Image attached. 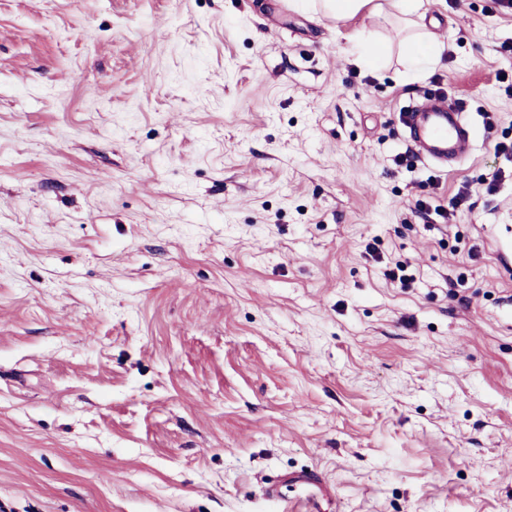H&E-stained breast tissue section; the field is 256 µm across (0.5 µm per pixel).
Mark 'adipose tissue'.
<instances>
[{"label": "adipose tissue", "mask_w": 512, "mask_h": 512, "mask_svg": "<svg viewBox=\"0 0 512 512\" xmlns=\"http://www.w3.org/2000/svg\"><path fill=\"white\" fill-rule=\"evenodd\" d=\"M301 6L312 13H323L339 21L356 17L399 16L414 31L413 36L404 41L403 61L415 69L426 63L437 64L441 61V46L424 39V0H302Z\"/></svg>", "instance_id": "1"}]
</instances>
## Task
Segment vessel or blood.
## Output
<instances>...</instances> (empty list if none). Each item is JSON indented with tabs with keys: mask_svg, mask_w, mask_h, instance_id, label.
<instances>
[{
	"mask_svg": "<svg viewBox=\"0 0 512 512\" xmlns=\"http://www.w3.org/2000/svg\"><path fill=\"white\" fill-rule=\"evenodd\" d=\"M463 115L458 103L436 91L406 106L402 121L413 152L442 166L465 156L471 136Z\"/></svg>",
	"mask_w": 512,
	"mask_h": 512,
	"instance_id": "1",
	"label": "vessel or blood"
}]
</instances>
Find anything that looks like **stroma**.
Instances as JSON below:
<instances>
[{"label": "stroma", "mask_w": 512, "mask_h": 512, "mask_svg": "<svg viewBox=\"0 0 512 512\" xmlns=\"http://www.w3.org/2000/svg\"><path fill=\"white\" fill-rule=\"evenodd\" d=\"M394 27L0 0V512H512V14ZM437 88L469 153L397 164ZM354 43L360 63L374 66L377 62V55L382 52L383 46L375 38L373 32L363 28L354 36Z\"/></svg>", "instance_id": "obj_1"}]
</instances>
